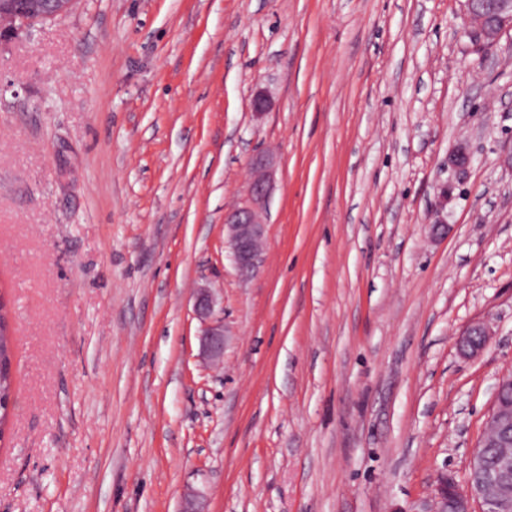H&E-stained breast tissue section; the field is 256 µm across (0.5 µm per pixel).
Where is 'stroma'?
<instances>
[{"mask_svg": "<svg viewBox=\"0 0 512 512\" xmlns=\"http://www.w3.org/2000/svg\"><path fill=\"white\" fill-rule=\"evenodd\" d=\"M462 27L460 0H73L0 34V512H431L464 484L512 372V31L483 57ZM261 150L244 279L224 216ZM255 176L249 185L248 195L252 205L236 209L224 220V231L231 248V257L237 270L247 275L257 266L264 238V224L259 220L253 205L268 197L275 173V162L266 152H258L251 159ZM215 299L208 288H199L195 295L194 311L206 322L200 335V349L205 358L219 359L224 355V319L214 320ZM489 331L484 323L472 324L464 332L459 341L460 351L465 356H474L481 352L488 344ZM10 359L9 350L7 351L5 336L0 332V426L8 415L10 408H14V398L10 384Z\"/></svg>", "mask_w": 512, "mask_h": 512, "instance_id": "1", "label": "stroma"}]
</instances>
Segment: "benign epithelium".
<instances>
[{
	"label": "benign epithelium",
	"mask_w": 512,
	"mask_h": 512,
	"mask_svg": "<svg viewBox=\"0 0 512 512\" xmlns=\"http://www.w3.org/2000/svg\"><path fill=\"white\" fill-rule=\"evenodd\" d=\"M72 0H31L20 7L17 0H0V30L11 31L32 25L65 12ZM464 34L481 53H488L501 36L512 31V0H463ZM255 176L249 185L251 204L228 214L224 231L237 270L247 275L257 266L264 238V224L255 205L268 197L275 173L271 155L259 152L251 159ZM215 299L207 288L197 290L194 302L196 315L206 322L200 335L204 357L219 359L224 355V321L213 319ZM485 324H472L459 341L460 351L474 356L488 344ZM512 374L501 378L496 386L493 408L486 421L484 440L498 449L496 466L486 464L483 445H478L468 462L466 488H459L453 477L444 475L437 484L435 512H500L512 503ZM481 509L475 511L472 504Z\"/></svg>",
	"instance_id": "benign-epithelium-1"
}]
</instances>
